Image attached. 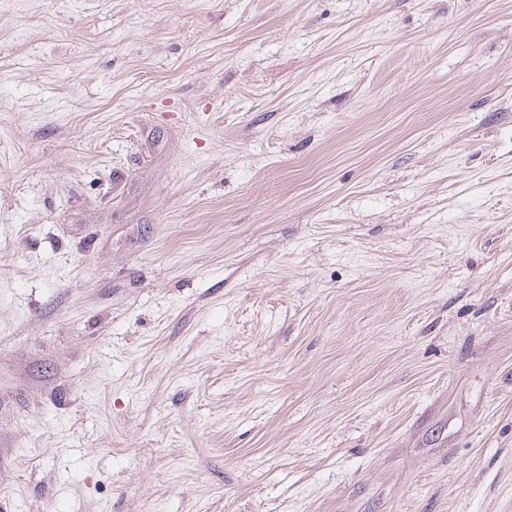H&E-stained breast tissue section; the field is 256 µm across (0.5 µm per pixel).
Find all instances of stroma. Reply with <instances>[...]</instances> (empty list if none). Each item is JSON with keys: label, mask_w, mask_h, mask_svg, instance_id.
<instances>
[{"label": "stroma", "mask_w": 512, "mask_h": 512, "mask_svg": "<svg viewBox=\"0 0 512 512\" xmlns=\"http://www.w3.org/2000/svg\"><path fill=\"white\" fill-rule=\"evenodd\" d=\"M0 512H512V0H0Z\"/></svg>", "instance_id": "1"}]
</instances>
